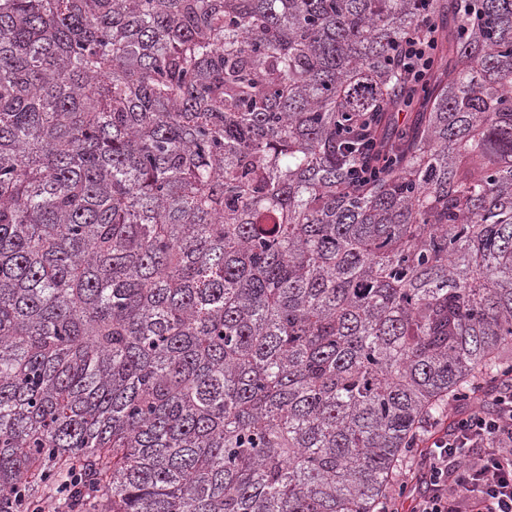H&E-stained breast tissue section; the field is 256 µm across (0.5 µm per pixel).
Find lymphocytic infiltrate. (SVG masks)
I'll list each match as a JSON object with an SVG mask.
<instances>
[{
    "label": "lymphocytic infiltrate",
    "mask_w": 512,
    "mask_h": 512,
    "mask_svg": "<svg viewBox=\"0 0 512 512\" xmlns=\"http://www.w3.org/2000/svg\"><path fill=\"white\" fill-rule=\"evenodd\" d=\"M432 29L407 33L390 57L404 81L423 80L432 64ZM353 186L383 174L372 132L361 128ZM481 402L464 394L440 416L424 420L414 441L427 446L416 462L417 493L410 512H512V376L482 387Z\"/></svg>",
    "instance_id": "lymphocytic-infiltrate-1"
}]
</instances>
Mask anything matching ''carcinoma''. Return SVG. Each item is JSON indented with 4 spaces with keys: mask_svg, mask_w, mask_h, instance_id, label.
I'll list each match as a JSON object with an SVG mask.
<instances>
[{
    "mask_svg": "<svg viewBox=\"0 0 512 512\" xmlns=\"http://www.w3.org/2000/svg\"><path fill=\"white\" fill-rule=\"evenodd\" d=\"M473 7L0 0V512L76 470L94 512H377L512 374V0ZM435 29L423 28L407 33L394 48L390 64L406 82L423 80L432 64ZM369 126V122L360 126L361 130L358 131L360 156L354 166L348 170L350 183L354 187L377 182L384 174V170L378 164L377 144L373 133L368 129Z\"/></svg>",
    "mask_w": 512,
    "mask_h": 512,
    "instance_id": "obj_1",
    "label": "carcinoma"
}]
</instances>
